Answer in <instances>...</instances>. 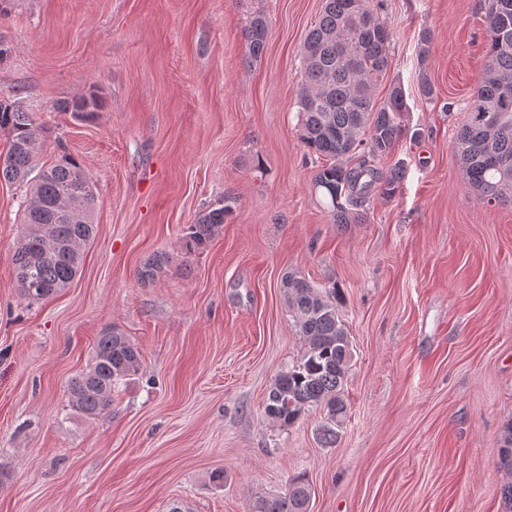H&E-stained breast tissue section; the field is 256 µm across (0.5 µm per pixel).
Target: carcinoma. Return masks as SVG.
<instances>
[{
	"instance_id": "carcinoma-1",
	"label": "carcinoma",
	"mask_w": 512,
	"mask_h": 512,
	"mask_svg": "<svg viewBox=\"0 0 512 512\" xmlns=\"http://www.w3.org/2000/svg\"><path fill=\"white\" fill-rule=\"evenodd\" d=\"M380 6L381 0H326L301 48L296 100L300 138L310 152L327 158L313 186L329 197L327 209L336 224L364 223L373 193L393 196L405 176L402 162L386 175L372 164L389 155L406 134L409 112L399 85L382 101L374 96L390 71L393 38ZM486 32L484 70L454 147L467 183L482 202L495 205L512 200V0H488ZM245 36L252 62L266 45V18L253 15ZM100 107L101 99L92 91L64 103L63 110L90 120ZM2 129L10 144L0 157V180L29 184L13 264L20 296L34 303L57 294L77 276L84 247L93 237L96 195L90 174L71 156L37 163L48 128L21 102L0 101ZM230 210L223 205L199 212L187 227L186 250L204 249ZM167 264L166 255L156 254L139 278L152 281ZM285 288L288 311L306 348L275 378L264 413L291 425L319 409L320 441L333 446L348 415L344 390L353 359L338 308L341 297L336 289L318 288L295 274L286 277ZM141 370L138 347L116 329L104 331L86 369L68 383V407L86 419L108 414L115 389ZM500 457L501 465L512 471V425L505 431ZM310 499L309 483L296 476L284 493L258 502L255 512H309Z\"/></svg>"
}]
</instances>
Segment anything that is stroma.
<instances>
[{
  "label": "stroma",
  "instance_id": "1",
  "mask_svg": "<svg viewBox=\"0 0 512 512\" xmlns=\"http://www.w3.org/2000/svg\"><path fill=\"white\" fill-rule=\"evenodd\" d=\"M324 4L0 0V100L49 128L40 162L71 155L98 197L76 279L30 303L13 264L25 190L0 181V512H254L299 474L310 512H512L499 463L512 203H481L454 148L485 65V0H384L392 65L375 97L399 84L409 112L377 166L406 175L393 197H371L363 224L332 223L312 183L321 160L299 136L300 51ZM256 13L269 35L250 62ZM91 91L93 120L61 111ZM227 199L204 252H187L188 224ZM158 253L168 265L141 282ZM292 273L344 296L353 361L331 447L321 411L289 426L264 414L305 349ZM112 326L142 371L88 420L67 384Z\"/></svg>",
  "mask_w": 512,
  "mask_h": 512
}]
</instances>
